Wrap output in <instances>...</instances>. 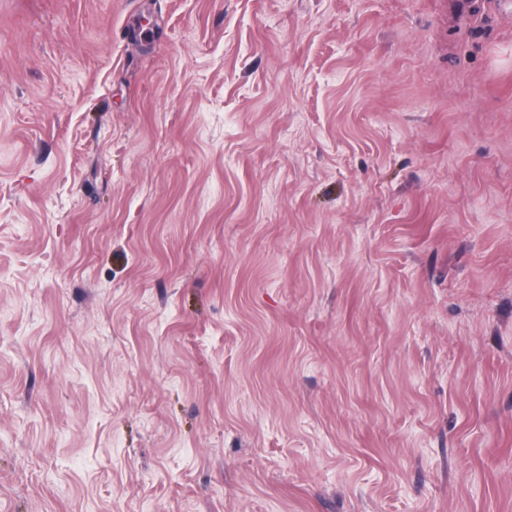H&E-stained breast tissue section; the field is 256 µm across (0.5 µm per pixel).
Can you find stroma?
<instances>
[{"label":"stroma","instance_id":"stroma-1","mask_svg":"<svg viewBox=\"0 0 512 512\" xmlns=\"http://www.w3.org/2000/svg\"><path fill=\"white\" fill-rule=\"evenodd\" d=\"M0 512H512V0H0Z\"/></svg>","mask_w":512,"mask_h":512}]
</instances>
